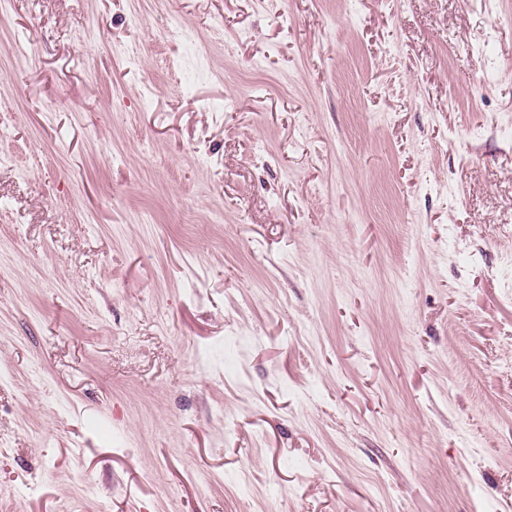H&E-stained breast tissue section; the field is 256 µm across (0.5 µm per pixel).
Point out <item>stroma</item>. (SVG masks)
<instances>
[{
	"mask_svg": "<svg viewBox=\"0 0 512 512\" xmlns=\"http://www.w3.org/2000/svg\"><path fill=\"white\" fill-rule=\"evenodd\" d=\"M0 512H512V0H0Z\"/></svg>",
	"mask_w": 512,
	"mask_h": 512,
	"instance_id": "1",
	"label": "stroma"
}]
</instances>
